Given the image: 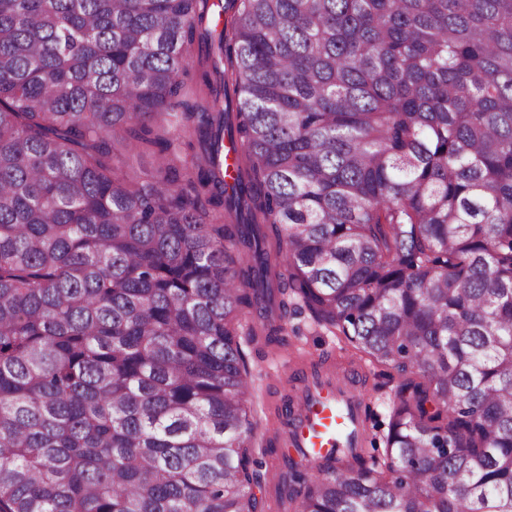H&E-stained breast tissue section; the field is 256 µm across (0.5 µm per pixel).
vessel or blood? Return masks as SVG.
Returning a JSON list of instances; mask_svg holds the SVG:
<instances>
[{
	"mask_svg": "<svg viewBox=\"0 0 512 512\" xmlns=\"http://www.w3.org/2000/svg\"><path fill=\"white\" fill-rule=\"evenodd\" d=\"M276 372L294 373L297 383L273 406L284 415L268 434L277 449L273 474L286 472L292 458L313 465L341 449L363 446L367 398L353 378L330 369L294 368L284 356L278 357Z\"/></svg>",
	"mask_w": 512,
	"mask_h": 512,
	"instance_id": "vessel-or-blood-1",
	"label": "vessel or blood"
}]
</instances>
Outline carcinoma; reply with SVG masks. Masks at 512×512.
<instances>
[{
  "instance_id": "carcinoma-1",
  "label": "carcinoma",
  "mask_w": 512,
  "mask_h": 512,
  "mask_svg": "<svg viewBox=\"0 0 512 512\" xmlns=\"http://www.w3.org/2000/svg\"><path fill=\"white\" fill-rule=\"evenodd\" d=\"M303 314L401 382L282 512H512V0H0V512H264Z\"/></svg>"
}]
</instances>
